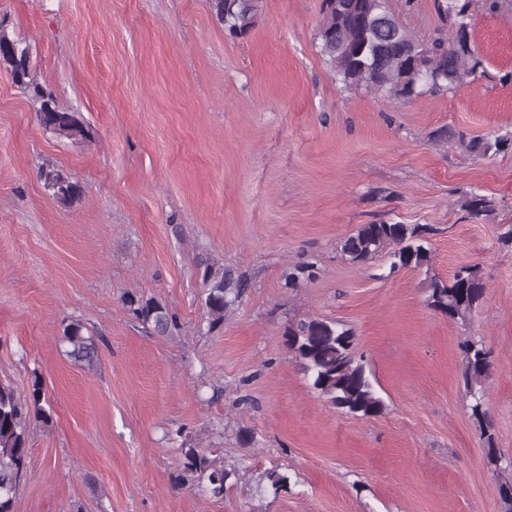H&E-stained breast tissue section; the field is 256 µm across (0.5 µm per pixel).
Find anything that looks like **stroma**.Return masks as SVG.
<instances>
[{
	"mask_svg": "<svg viewBox=\"0 0 512 512\" xmlns=\"http://www.w3.org/2000/svg\"><path fill=\"white\" fill-rule=\"evenodd\" d=\"M321 0H263L229 38L209 0H0V27L32 71L91 127L57 138L0 69V381L41 378L49 422L31 420L14 512H505L508 470L488 464L469 414L458 344L491 352L495 442L512 457V0H472L485 73L404 101L343 88L321 55ZM421 41L447 32L435 0H388ZM450 127L460 140L441 141ZM83 188L56 202L41 167ZM495 201L478 218L471 193ZM433 224L428 270L359 266L340 242L359 225ZM249 288L209 327L200 261ZM313 280L288 287V267ZM479 266L484 300L462 320L426 304L430 276ZM152 299L166 334L131 312ZM304 317L341 322L385 403L340 414L286 344ZM80 322L97 353L68 354ZM233 475L216 500L179 480L182 443ZM287 473L279 491L268 472ZM509 145H512V139L504 138V137H495V138H481L476 140H471L467 147L471 152L476 153L480 156H486L489 154H498L500 152H504L509 148Z\"/></svg>",
	"mask_w": 512,
	"mask_h": 512,
	"instance_id": "obj_1",
	"label": "stroma"
}]
</instances>
